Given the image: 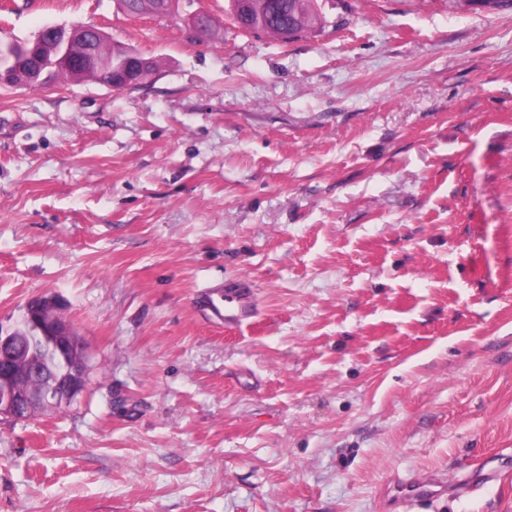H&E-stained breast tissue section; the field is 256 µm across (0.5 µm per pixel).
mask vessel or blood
Wrapping results in <instances>:
<instances>
[{
  "mask_svg": "<svg viewBox=\"0 0 512 512\" xmlns=\"http://www.w3.org/2000/svg\"><path fill=\"white\" fill-rule=\"evenodd\" d=\"M198 304L206 314L236 326L256 317L258 308L253 286L238 279L220 286L205 289L198 297ZM448 485L435 475L419 477L396 487V497L402 502H422L447 493Z\"/></svg>",
  "mask_w": 512,
  "mask_h": 512,
  "instance_id": "1",
  "label": "vessel or blood"
}]
</instances>
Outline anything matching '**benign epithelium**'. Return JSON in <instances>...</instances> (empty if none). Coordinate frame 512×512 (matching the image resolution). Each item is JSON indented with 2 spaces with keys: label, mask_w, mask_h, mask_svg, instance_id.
<instances>
[{
  "label": "benign epithelium",
  "mask_w": 512,
  "mask_h": 512,
  "mask_svg": "<svg viewBox=\"0 0 512 512\" xmlns=\"http://www.w3.org/2000/svg\"><path fill=\"white\" fill-rule=\"evenodd\" d=\"M86 32L85 26L65 27L47 25L31 40L30 54L44 46L45 39L53 41L56 60L73 63L75 56L70 45L75 37ZM113 46L124 54V62L117 68L108 71L105 85L116 88H131L139 83L143 76L151 72V61L135 51H131L120 43ZM5 53L0 55V84L10 85L13 67L18 65L15 45L4 47ZM61 309L58 300L50 295L33 299L25 307L26 321L30 330L45 337L52 350L58 354L75 356L68 366V377L62 387L38 392L30 391L20 385V381L32 375L29 369H22L15 362L14 339L17 326L3 327L0 325V416L15 420L23 419L35 405H64L70 398L82 393L87 388L85 347L80 336L73 329L71 322L58 318Z\"/></svg>",
  "instance_id": "1"
}]
</instances>
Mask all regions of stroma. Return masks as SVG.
Returning <instances> with one entry per match:
<instances>
[{"label":"stroma","instance_id":"stroma-1","mask_svg":"<svg viewBox=\"0 0 512 512\" xmlns=\"http://www.w3.org/2000/svg\"><path fill=\"white\" fill-rule=\"evenodd\" d=\"M224 5L0 0V38L155 63L0 90V324L51 294L88 348L70 406L0 417V512H405L429 472L414 512H512V10L326 0L285 42ZM239 278L249 323L199 310ZM90 28L97 34L103 35V33L94 26L79 25L72 27H65L61 25H47L43 27L31 40V47L29 57L33 58V55L37 52L35 49H41L44 46L46 38H50L53 41L54 54L57 62L73 63L77 58L70 51V45L75 37L87 32ZM120 49L124 54V62L117 68L115 67L118 62V57L115 56V49ZM73 52L76 56H94L99 64L100 70L97 67H90L96 65V61L91 58L84 60V66L86 69L77 70L76 67H68L60 63H55L54 59H51L48 54L43 51V68L39 72L40 76L33 78L31 75L34 72H30L26 69L15 70V82L16 85H25L34 88H44L49 82H76L84 80H95L101 83L104 79L102 71L104 68H109L108 79L103 83L111 88L122 89L131 88L139 83L143 76L151 72V61L144 58L136 51H131L126 46L112 42L110 44L107 39L101 41H93L87 37H78L73 41ZM46 75V77H45ZM101 76V77H100ZM45 77V78H43ZM396 498L402 502L433 500L448 492V484L435 475L418 477L396 486Z\"/></svg>","mask_w":512,"mask_h":512}]
</instances>
